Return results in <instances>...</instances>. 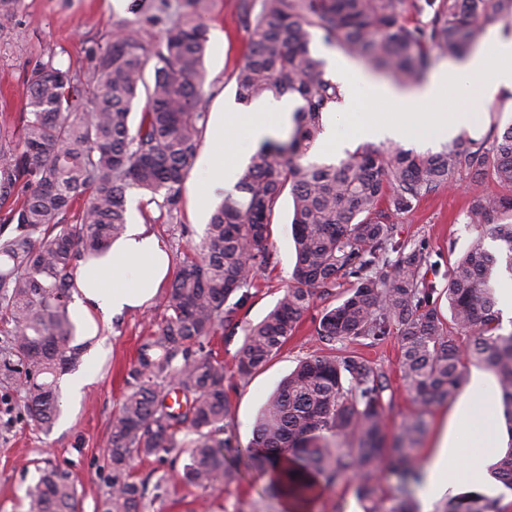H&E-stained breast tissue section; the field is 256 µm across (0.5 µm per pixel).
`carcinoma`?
<instances>
[{"instance_id":"obj_1","label":"carcinoma","mask_w":512,"mask_h":512,"mask_svg":"<svg viewBox=\"0 0 512 512\" xmlns=\"http://www.w3.org/2000/svg\"><path fill=\"white\" fill-rule=\"evenodd\" d=\"M204 2L186 0L156 52L133 22L90 48L85 68L64 67L48 52L27 72L28 111L0 114V393L15 398L27 424L48 430L56 420L58 379L84 351L69 309L78 262L124 233L126 191L149 193L172 218L180 211L207 124ZM495 17L512 18V0H261L256 13L251 0H242L239 19L249 40L233 72L236 98L247 104L298 96L294 130L251 155L200 242L184 255L166 315L144 338L112 417V478L102 512L147 509L146 482L130 472L136 457L163 464L185 454L183 478L204 490L224 477L227 375L224 360L205 344L237 326L256 267L270 261L271 218L287 190L296 266L275 307L246 330L235 373L246 379L264 367L315 293L326 298L345 280L351 288L315 328L328 352L300 361L280 383L245 449L254 466L269 472L273 489L310 501L349 480L363 512H417L425 417L455 397L470 364L494 371L512 431V332L501 333L490 285L504 271L512 276V123L502 131L492 123L484 137L435 153L363 143L334 163L308 155L323 113L342 99L310 49L311 30L397 84L416 87L437 61L471 51ZM463 175L489 179L506 193L474 197L468 220L480 233L440 290L427 279L429 256L395 240L388 217L413 210L422 196ZM487 236L496 249L485 246ZM393 335L413 410L388 448V378L348 344ZM174 393L182 403L172 407L166 401ZM185 429L193 435L188 441L178 438ZM490 473L512 489V446ZM391 478L393 494H379L381 480ZM26 500L28 512H76L77 489L68 472L47 467ZM436 512H498V505L463 492Z\"/></svg>"}]
</instances>
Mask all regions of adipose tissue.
<instances>
[{
    "mask_svg": "<svg viewBox=\"0 0 512 512\" xmlns=\"http://www.w3.org/2000/svg\"><path fill=\"white\" fill-rule=\"evenodd\" d=\"M327 59L328 77L340 83L345 102L343 111L323 115L321 147L329 155L362 140L444 142L462 133L475 135L485 124L478 103L512 94V31L498 24L488 27L482 43L465 58L441 64L413 89L396 87L336 53H328ZM424 102L432 103L436 110L421 117L415 108ZM373 103L393 105L396 112L390 118L368 113L366 107ZM294 106V99L288 97L256 102L248 112L219 113L212 139L230 145L244 138L259 144L272 133L275 123L290 120ZM169 268L161 239L145 225H127L105 256L78 267L73 320L83 335H98L114 316L147 305ZM464 429L461 421H452L427 457L425 468L432 491L483 488L485 467L500 448L501 439L493 433L475 435L474 448L462 454L456 469H448V450L455 445L456 433Z\"/></svg>",
    "mask_w": 512,
    "mask_h": 512,
    "instance_id": "1",
    "label": "adipose tissue"
}]
</instances>
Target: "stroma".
I'll return each mask as SVG.
<instances>
[{
	"label": "stroma",
	"mask_w": 512,
	"mask_h": 512,
	"mask_svg": "<svg viewBox=\"0 0 512 512\" xmlns=\"http://www.w3.org/2000/svg\"><path fill=\"white\" fill-rule=\"evenodd\" d=\"M241 0H207L204 19L209 40L204 57V110L242 112L245 104L235 97L233 71L240 61L248 34L238 22ZM131 0H24L18 12L0 21V113L25 109L24 80L32 63L46 52L57 61L85 66V50L94 42L106 43L116 23L131 20ZM213 148L211 133H204L195 162L186 178L181 211L169 218L150 203L148 193L131 188L126 192L127 220L150 227L166 246L173 263H180L189 243L200 240L209 221V212L192 208V192L209 187V171L204 163ZM210 188V187H209ZM494 184L476 186L463 177L453 187H442L420 198L408 213H391L390 223L401 242L423 247L431 256L427 277L444 287L448 268L468 248L477 231L466 224L465 216L479 191H494ZM292 198L283 196L271 224L273 251L268 266L259 269L250 295L238 311L239 325L233 334L215 336L210 346L218 351L225 368H232L234 356L245 332L260 322L282 297L295 265L291 228ZM344 288L335 296L314 298L304 313L294 336L260 371L247 379L229 376L226 390L230 414L226 418L229 448L224 451L227 476L215 488L203 490L182 482L183 461L167 469V481L149 512H284L283 500L268 488L267 478L247 471L237 451L247 447L263 406L279 382L298 361L322 353L315 328L324 309L336 306ZM166 290L143 308L115 316L109 326L87 340L82 367L97 364L96 380L86 386L81 397L65 409L64 420L50 431H42L15 420L13 403L0 402V512H27L25 490L45 465L65 469L78 492V512H100L109 489L111 471L105 446L110 421L127 390L125 378L136 360L138 348L165 314ZM360 353L382 368L394 392L388 419V436H396L410 410L399 370L396 337L363 345ZM491 415L499 434L507 429L500 412L496 376L492 369L469 366L465 381L455 397L432 407L428 429L420 444L419 456L434 447L453 416L474 419V404Z\"/></svg>",
	"instance_id": "stroma-1"
}]
</instances>
